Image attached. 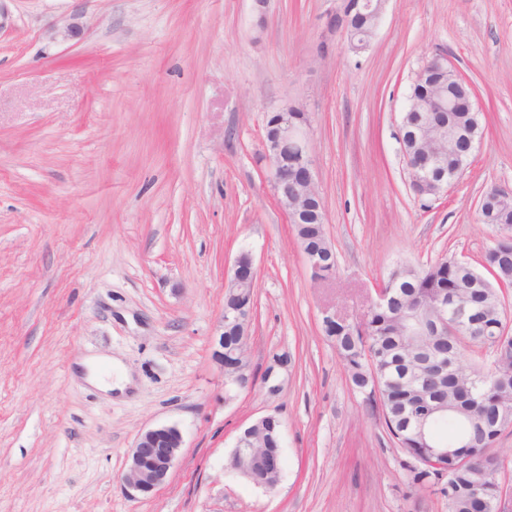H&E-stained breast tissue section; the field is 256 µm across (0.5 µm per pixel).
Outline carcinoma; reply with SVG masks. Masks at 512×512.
<instances>
[{
	"label": "carcinoma",
	"mask_w": 512,
	"mask_h": 512,
	"mask_svg": "<svg viewBox=\"0 0 512 512\" xmlns=\"http://www.w3.org/2000/svg\"><path fill=\"white\" fill-rule=\"evenodd\" d=\"M460 111L448 113L451 127L476 126L481 136L484 128L478 113L466 111L469 100L458 96ZM427 143L408 139L404 153L415 162H423ZM465 143L459 141L448 148L441 161L446 177L457 179L467 161ZM295 237L303 249L331 251L328 237L320 224L294 225ZM487 266L478 271L448 257L421 267L401 264L389 275L388 283L399 293V301L387 311L372 310L358 327H343L327 332L335 343L344 369L354 389L363 393L365 406L385 427L404 453L418 458L419 466L410 468L413 487L434 486L428 466L435 459L452 470V489L438 488L444 496L453 497L450 512H497V491L488 487L484 496L474 499L470 488L484 481L482 467L457 468L455 461L475 456L488 463L500 462L493 451L501 435L512 429V361L499 365L477 364L463 360L462 346L470 341L474 346L492 349L482 339L483 329L505 320L507 308L501 297L500 285L512 286V236L498 239L486 253ZM455 299L468 310V322L457 336H427L404 345L397 317L407 306L419 305L433 309L440 300ZM421 395L441 401L451 397L473 395L479 405L473 412L470 428L456 416H445L433 429L442 448L454 449L453 457L437 456L406 429L409 404ZM243 476L253 484L273 485L280 475L263 468L253 456L247 462Z\"/></svg>",
	"instance_id": "obj_1"
}]
</instances>
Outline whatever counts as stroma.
Wrapping results in <instances>:
<instances>
[{
	"label": "stroma",
	"instance_id": "stroma-1",
	"mask_svg": "<svg viewBox=\"0 0 512 512\" xmlns=\"http://www.w3.org/2000/svg\"><path fill=\"white\" fill-rule=\"evenodd\" d=\"M343 0H0V512H448L366 409L324 332L356 323L401 263L480 267L512 189V0H388L370 46L321 52ZM485 128L439 196L410 188L401 123L434 55ZM303 105L336 276L313 283L266 178L267 111ZM257 272L247 358L216 340L240 253ZM288 355L282 391L260 378ZM120 359L128 393L78 360ZM282 422L269 493L229 468L240 431ZM177 425L169 478L130 498L144 431Z\"/></svg>",
	"mask_w": 512,
	"mask_h": 512
}]
</instances>
